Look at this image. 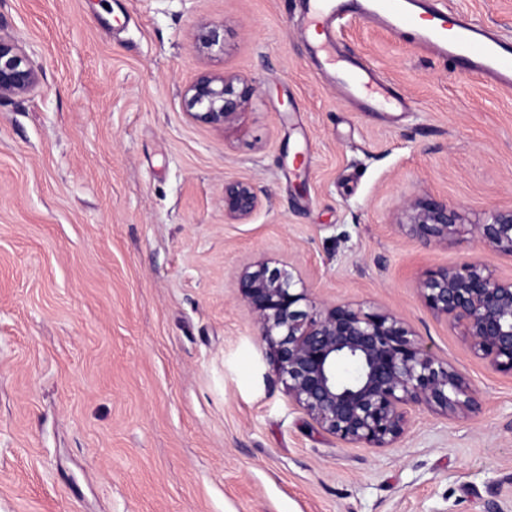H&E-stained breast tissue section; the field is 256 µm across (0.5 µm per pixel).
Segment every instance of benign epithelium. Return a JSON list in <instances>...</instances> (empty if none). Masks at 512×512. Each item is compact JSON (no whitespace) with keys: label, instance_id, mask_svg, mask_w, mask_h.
Returning a JSON list of instances; mask_svg holds the SVG:
<instances>
[{"label":"benign epithelium","instance_id":"obj_1","mask_svg":"<svg viewBox=\"0 0 512 512\" xmlns=\"http://www.w3.org/2000/svg\"><path fill=\"white\" fill-rule=\"evenodd\" d=\"M223 31L220 23L202 26L200 51L224 50ZM36 84L24 50L0 35V98L28 93ZM255 92L247 78L204 73L183 97L192 120L224 128L238 120ZM260 207L251 183L224 184V217L246 221ZM403 215L409 233L429 245L448 241L463 226L457 207L426 196L407 200ZM469 233L512 257V207L489 210ZM237 285L289 399L337 439L387 448L404 433L414 407L447 415L476 408L470 383L394 313L319 303L292 271L266 263L246 267ZM418 289L427 308L459 329L475 355L512 375V280L465 261L426 274Z\"/></svg>","mask_w":512,"mask_h":512}]
</instances>
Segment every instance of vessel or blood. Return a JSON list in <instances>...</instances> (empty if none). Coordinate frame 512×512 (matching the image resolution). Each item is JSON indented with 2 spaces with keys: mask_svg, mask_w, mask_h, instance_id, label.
Returning <instances> with one entry per match:
<instances>
[{
  "mask_svg": "<svg viewBox=\"0 0 512 512\" xmlns=\"http://www.w3.org/2000/svg\"><path fill=\"white\" fill-rule=\"evenodd\" d=\"M365 15L386 20L397 34L416 31L426 47L457 62L465 72L484 74L498 86L512 88V43L486 36L469 14L448 9L440 0H428L420 9L412 7L409 0H308L303 22L307 30L322 37L312 48L321 70H332L336 63L337 25ZM347 65V71L337 77L346 93L360 96L369 92L390 108L405 109L404 97L379 82L369 63L351 59Z\"/></svg>",
  "mask_w": 512,
  "mask_h": 512,
  "instance_id": "vessel-or-blood-1",
  "label": "vessel or blood"
}]
</instances>
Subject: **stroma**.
Returning <instances> with one entry per match:
<instances>
[{"instance_id": "35a3bbf8", "label": "stroma", "mask_w": 512, "mask_h": 512, "mask_svg": "<svg viewBox=\"0 0 512 512\" xmlns=\"http://www.w3.org/2000/svg\"><path fill=\"white\" fill-rule=\"evenodd\" d=\"M512 39V0H446ZM302 0H0L33 90L0 99V512H512V376L422 302L426 272L512 259L462 232L426 245L405 201L480 221L512 206V91L412 35L352 19L408 112L319 75ZM224 50L200 53L201 25ZM257 91L222 129L183 91ZM262 205L224 217V184ZM266 262L317 301L390 311L460 371L478 410L415 409L390 448L346 444L291 403L236 288ZM255 92V84L247 78L204 73L183 92L186 114L194 121L225 128L238 120Z\"/></svg>"}]
</instances>
